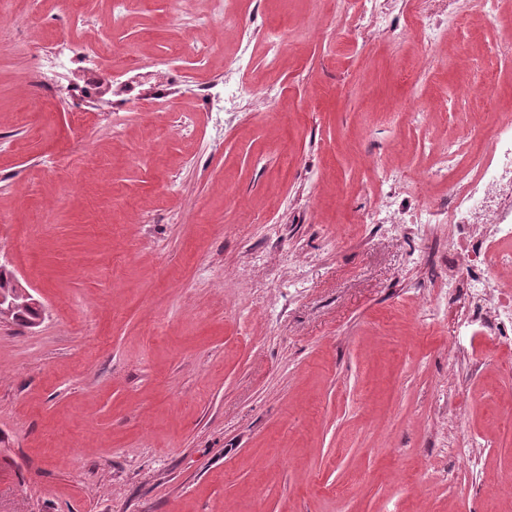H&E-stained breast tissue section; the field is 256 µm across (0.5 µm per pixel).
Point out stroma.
Masks as SVG:
<instances>
[{
  "label": "stroma",
  "mask_w": 512,
  "mask_h": 512,
  "mask_svg": "<svg viewBox=\"0 0 512 512\" xmlns=\"http://www.w3.org/2000/svg\"><path fill=\"white\" fill-rule=\"evenodd\" d=\"M80 6L77 35L65 0H0V263L44 307L0 322V512H512V352L456 359L422 261L447 225L359 221L395 167L440 204L431 143L512 109V56L496 92L441 94L500 30L465 0L432 42L402 0L384 31L344 0H225L207 28L211 0Z\"/></svg>",
  "instance_id": "1"
}]
</instances>
